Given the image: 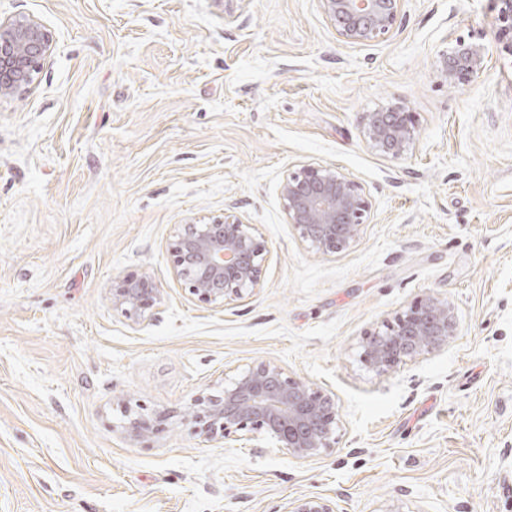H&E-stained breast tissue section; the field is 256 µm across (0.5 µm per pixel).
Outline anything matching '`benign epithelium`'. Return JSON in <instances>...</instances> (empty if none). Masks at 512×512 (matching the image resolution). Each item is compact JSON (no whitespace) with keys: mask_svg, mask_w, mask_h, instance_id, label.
Here are the masks:
<instances>
[{"mask_svg":"<svg viewBox=\"0 0 512 512\" xmlns=\"http://www.w3.org/2000/svg\"><path fill=\"white\" fill-rule=\"evenodd\" d=\"M323 11L341 38L370 41L394 29L400 0H321ZM499 4V35L512 51V0ZM52 36L36 19L18 15L0 19V96L31 86L39 65L51 51ZM484 48L462 41L443 58L441 76L448 85L465 83L484 69ZM367 141L375 151L402 158L415 139L412 113L392 105L364 118ZM289 223L315 252L328 255L348 249L366 223L368 206L357 184L332 165L307 164L281 183ZM175 277L190 294L206 304L241 298L256 288L265 262L264 249L251 227L234 214L210 224H188L170 242ZM158 289L147 277L122 279L112 286V307L127 316H140L153 306ZM457 321L451 303L426 296L398 313L385 329L363 342L362 359L387 370L408 359L431 355L448 347ZM196 422L213 437L227 439L238 432L260 433L274 447L299 460L336 448L337 410L330 393L315 384L285 375L261 362L224 386V394L200 398ZM289 512H335L330 501L305 496Z\"/></svg>","mask_w":512,"mask_h":512,"instance_id":"7a95c632","label":"benign epithelium"}]
</instances>
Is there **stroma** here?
I'll list each match as a JSON object with an SVG mask.
<instances>
[{
	"label": "stroma",
	"mask_w": 512,
	"mask_h": 512,
	"mask_svg": "<svg viewBox=\"0 0 512 512\" xmlns=\"http://www.w3.org/2000/svg\"><path fill=\"white\" fill-rule=\"evenodd\" d=\"M495 0H401V24L341 39L320 0H0L54 38L0 99V512H512V51ZM482 45L451 87L442 58ZM405 104L407 155L364 113ZM333 165L368 220L312 252L280 194ZM265 249L260 284L221 305L175 278L183 224L226 211ZM153 279L139 318L112 282ZM450 301L443 351L378 371L362 343L425 296ZM270 362L330 392L333 452L212 440L191 415ZM161 418L147 439L129 418ZM484 62L485 52L482 46L457 41L443 58L440 74L448 81V86L455 87L478 75L484 69Z\"/></svg>",
	"instance_id": "stroma-1"
}]
</instances>
